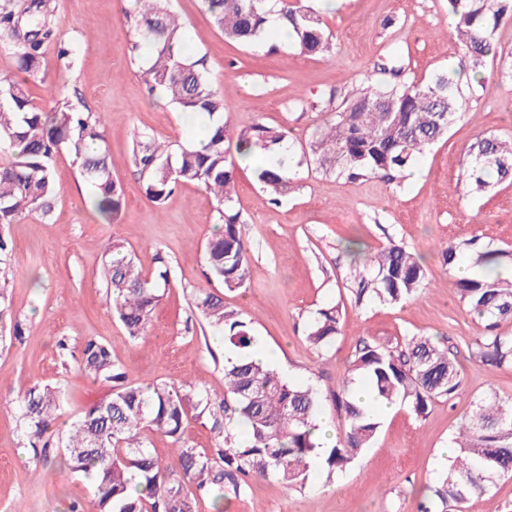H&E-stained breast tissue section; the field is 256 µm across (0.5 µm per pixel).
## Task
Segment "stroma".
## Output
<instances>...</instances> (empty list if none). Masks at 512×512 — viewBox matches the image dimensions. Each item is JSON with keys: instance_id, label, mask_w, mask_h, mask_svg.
Wrapping results in <instances>:
<instances>
[{"instance_id": "1", "label": "stroma", "mask_w": 512, "mask_h": 512, "mask_svg": "<svg viewBox=\"0 0 512 512\" xmlns=\"http://www.w3.org/2000/svg\"><path fill=\"white\" fill-rule=\"evenodd\" d=\"M52 3L57 37L73 45L76 60L60 68L54 50H47L45 78L29 80L27 91L48 106L51 87L65 84L90 112L102 114L125 205L116 221L101 219L91 188L64 150L55 161L60 192L52 214H31L8 229L15 274L8 284L12 320L0 329L6 338L0 346V512H64L69 501L91 503L92 485L64 468L61 449L33 451L17 422L19 397L36 379L61 387L69 417L107 395L106 385L78 375L74 362L60 357L59 341H109L137 384L185 380L224 392V346L193 306L194 291L208 285L203 248L217 222L215 201L200 185L182 184L155 205L132 163L133 130L175 148L189 145L196 129L188 115L149 95L122 0ZM169 5L188 31L189 55L205 57L210 79L223 87L230 126L283 127L298 146L308 145L326 117L313 108L315 97H332L329 111H342L361 85L393 83L390 69L399 61L407 81L424 82L446 69L460 76L461 117L395 181L326 175L302 155L286 196L275 204L252 166H240L236 208L250 245V276L245 288L224 295L228 307L251 318L255 336L287 367L289 380L318 389L326 416L336 414L333 395L363 339L393 348L407 336L437 338L464 375L457 396L434 402L426 417L395 405L373 448L334 478L317 470L302 488L256 480L244 496L227 501L228 512H422L427 488L446 463L444 450L473 402L490 388L512 401V368L471 358L480 326L458 298L457 269L442 266L439 257L444 242L468 239L512 253V179L492 182L482 194L463 179L478 138H512V17L493 34L496 55L475 68L456 38L447 0H342L322 15L335 45L328 57L300 55L275 31L265 47L252 49L226 40L200 0ZM390 238L423 257L425 288L398 304L355 305L344 287L352 259L346 240L369 251ZM115 239L145 273L164 256L173 278L146 338L135 342L110 312L102 275L104 248ZM329 304L341 311L340 333L319 352L306 341L305 326Z\"/></svg>"}]
</instances>
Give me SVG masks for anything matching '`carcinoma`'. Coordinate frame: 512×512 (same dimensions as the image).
Listing matches in <instances>:
<instances>
[{"instance_id": "obj_1", "label": "carcinoma", "mask_w": 512, "mask_h": 512, "mask_svg": "<svg viewBox=\"0 0 512 512\" xmlns=\"http://www.w3.org/2000/svg\"><path fill=\"white\" fill-rule=\"evenodd\" d=\"M448 16L473 66L496 54L493 32L512 12V0H447ZM224 37L259 48L269 16L278 15L301 54L331 55L334 44L319 12L291 0H202ZM135 33V50L150 57L143 70L152 93L163 95L179 112L204 115L212 123L202 148L173 151L166 142L142 133L133 151L144 176V193L162 203L180 183H196L216 202L218 223L205 247V275L227 291L245 286L249 244L240 236L236 210L238 166L234 157L254 150L274 153L287 143L278 127L257 124L233 131L224 122V90L208 79L205 58L185 53L188 33L166 0H125L123 9ZM49 0L0 3V37L13 46L18 74L0 77V152L15 160L0 164V321L7 315V284L13 275L14 244L4 228L29 214H50L59 193L54 159L61 148L74 158L80 176L94 192L98 213L115 220L122 211L123 189L112 175L101 119L68 99L67 89H53L54 106L33 102L27 80L41 74L45 45L53 36ZM455 73L443 71L427 82L404 81L390 88L372 83L359 87L336 112L317 126L309 142L315 169L348 179L381 177L393 181L431 144L445 137L462 114ZM291 170L282 165L256 169L259 183L273 201L288 188ZM512 173V140L485 136L470 148L466 180L476 191L489 178ZM475 242L442 245V265H457ZM480 272L456 280L460 301L480 321L473 359L512 368V336L499 332L512 320V274L502 272L501 250L475 252ZM157 269L144 274L123 244H107L103 267L112 315L133 341L145 337L154 310L170 286L163 256ZM426 279L423 259L393 238L351 267L349 291L356 304H393L421 291ZM195 308L212 327L223 331L224 397L185 383L161 381L143 387L128 380L127 367L115 359L112 345L89 338L76 349L58 342L81 376L109 387L108 395L85 408L63 434L53 427L63 416L61 389L36 381L21 397V432L31 448L63 450L65 467L94 482V512H197L202 496H213L214 512L224 501L245 494L250 482L270 477L287 486H303L320 466L332 477L346 470L372 447L381 421L376 408L362 406L352 390L360 383L372 404L401 402L426 417L438 398L453 399L464 376L455 357L428 336H407L396 349L361 340L336 393L343 438L326 449L315 437L321 397L311 385L293 383L267 364L253 359L259 347L243 313L224 306V294L200 289ZM340 331V313L321 308L308 323L306 341L328 349ZM197 413L216 437L215 447L196 448L184 438L188 410ZM170 441L175 465L162 463L149 436ZM452 444L459 448L446 471L431 487L432 506L425 512H466L470 498L484 494L496 479L512 475V403L488 390L473 402Z\"/></svg>"}]
</instances>
